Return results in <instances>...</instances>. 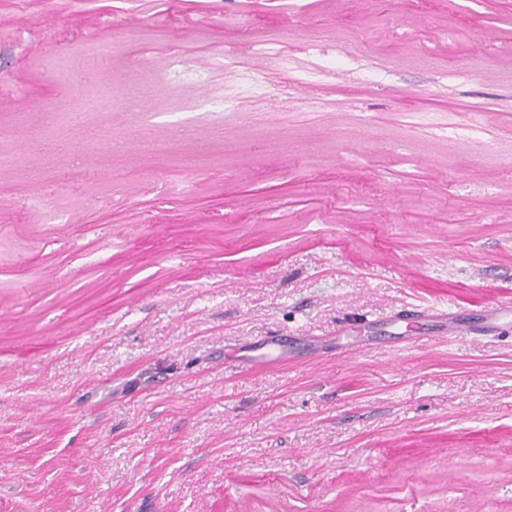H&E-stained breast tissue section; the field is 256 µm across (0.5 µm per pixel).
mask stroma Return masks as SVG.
I'll return each instance as SVG.
<instances>
[{"label": "stroma", "mask_w": 512, "mask_h": 512, "mask_svg": "<svg viewBox=\"0 0 512 512\" xmlns=\"http://www.w3.org/2000/svg\"><path fill=\"white\" fill-rule=\"evenodd\" d=\"M384 9L0 0V126L18 151L0 168V512H512V330L336 353L346 322L512 304V0ZM240 17L258 41L289 23L354 30L363 51L297 54L326 111L273 72L264 99L218 112L239 97L216 59ZM113 45L109 74L56 69ZM132 79L158 87L144 109L84 115L112 142L45 120ZM478 107L493 113L472 135ZM154 137L168 154L146 152ZM125 166L142 179L99 209ZM278 334L308 340L302 360L224 358Z\"/></svg>", "instance_id": "stroma-1"}]
</instances>
